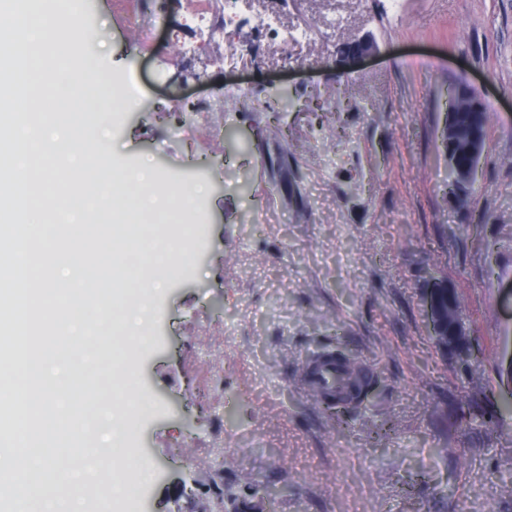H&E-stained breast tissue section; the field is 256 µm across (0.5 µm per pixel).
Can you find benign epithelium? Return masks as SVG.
<instances>
[{"instance_id":"benign-epithelium-1","label":"benign epithelium","mask_w":512,"mask_h":512,"mask_svg":"<svg viewBox=\"0 0 512 512\" xmlns=\"http://www.w3.org/2000/svg\"><path fill=\"white\" fill-rule=\"evenodd\" d=\"M377 51L376 41L366 36L343 44L340 57L341 61L350 64ZM439 140L442 153L448 160V180L453 184L472 183L486 147V130L482 123L477 121L463 130L446 119L440 129ZM453 292L446 281L431 278L423 295L428 330L443 354L452 353L468 360L475 355V350L465 322L455 316Z\"/></svg>"}]
</instances>
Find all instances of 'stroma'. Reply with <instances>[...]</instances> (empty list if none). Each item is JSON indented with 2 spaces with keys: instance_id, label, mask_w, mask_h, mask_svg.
<instances>
[{
  "instance_id": "35a3bbf8",
  "label": "stroma",
  "mask_w": 512,
  "mask_h": 512,
  "mask_svg": "<svg viewBox=\"0 0 512 512\" xmlns=\"http://www.w3.org/2000/svg\"><path fill=\"white\" fill-rule=\"evenodd\" d=\"M218 0H50L30 52L41 69L79 73L85 54L136 91L106 146L80 149L103 165L150 166L154 185L187 181L195 209L194 266L152 295L151 341L136 357L142 405L118 419L113 447L141 456L143 499L71 486L86 512H512V410L502 407L512 352V0H291L286 25L346 19L334 49L315 34L284 69L276 44L249 20L184 57L191 9ZM164 17L151 44L129 12ZM89 45L58 36L65 21ZM373 36L379 54L351 67L336 46ZM254 52L237 54L239 44ZM432 57L424 72L414 64ZM468 81L488 106V138L467 208L444 188L438 133L448 87ZM256 99L283 86L287 146L269 115L224 103V87ZM340 89L369 111L324 112ZM181 133H173L175 122ZM454 288L479 351L464 364L433 344L422 298L431 276ZM234 349L224 324L240 300ZM122 334L88 336L98 361L84 375L113 398ZM354 361L358 391L339 413L305 387L307 361ZM231 440V451L216 448ZM276 499H268L270 491Z\"/></svg>"
}]
</instances>
